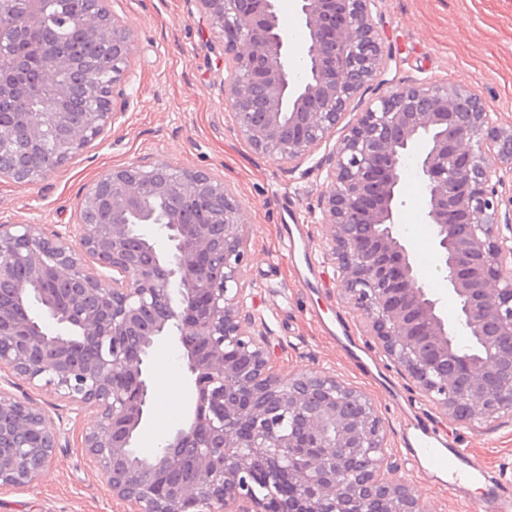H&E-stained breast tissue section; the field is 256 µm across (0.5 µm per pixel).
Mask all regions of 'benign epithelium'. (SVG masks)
<instances>
[{"instance_id": "1", "label": "benign epithelium", "mask_w": 512, "mask_h": 512, "mask_svg": "<svg viewBox=\"0 0 512 512\" xmlns=\"http://www.w3.org/2000/svg\"><path fill=\"white\" fill-rule=\"evenodd\" d=\"M224 44V102L255 152L301 165L336 133L383 71L380 0H296L293 43L278 0H197ZM49 0H0V179L34 184L115 123L126 105L130 27L88 0L75 19L102 48L95 66L32 36ZM24 42L43 62L39 95L24 81ZM305 66L295 73L294 62ZM112 74L104 84L100 75ZM89 110L74 121L70 95ZM416 159L427 188L438 269L452 314L419 277L399 224V186ZM512 125L469 89L418 81L358 117L325 168L320 223L340 296L383 356L450 424L512 409ZM114 168L86 188L64 234L0 224V374L94 413L89 465L129 512H431L388 478L387 432L373 401L336 375L282 377L257 323L242 208L205 169ZM211 212L187 224L183 208ZM38 304L44 316L31 313ZM178 347L187 399L160 450L141 444L153 404L149 363ZM61 432L27 397L0 386V487L50 467Z\"/></svg>"}]
</instances>
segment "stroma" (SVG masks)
<instances>
[{"mask_svg": "<svg viewBox=\"0 0 512 512\" xmlns=\"http://www.w3.org/2000/svg\"><path fill=\"white\" fill-rule=\"evenodd\" d=\"M107 7L135 37L123 87L130 105L96 141L40 182L0 180V224L66 232L86 187L130 163L210 169L235 187L242 206L248 280L278 372L329 370L368 395L386 425L391 477L431 512H473L481 497L469 490L449 495L433 474L415 465L404 444L414 418L426 417L439 440L468 449L486 484L512 485V411L481 423L448 424L398 366L379 354L338 295L334 268L323 254L326 227L318 209L325 190L320 163L335 140L298 167L255 153L229 116L222 91L224 45L196 0H108ZM376 21L384 50L381 81L364 87L338 134L387 90L423 80L468 88L501 126L512 125V0H384ZM400 194V223L415 265L444 309L454 311L456 299L437 268L432 228L423 220L425 185L406 171ZM339 321L372 358L374 370L359 367L329 334ZM28 395L53 424L62 425L66 438L38 481L0 489V512H125V504L113 499L101 475L85 463L80 441L92 414H76L45 391Z\"/></svg>", "mask_w": 512, "mask_h": 512, "instance_id": "obj_1", "label": "stroma"}]
</instances>
